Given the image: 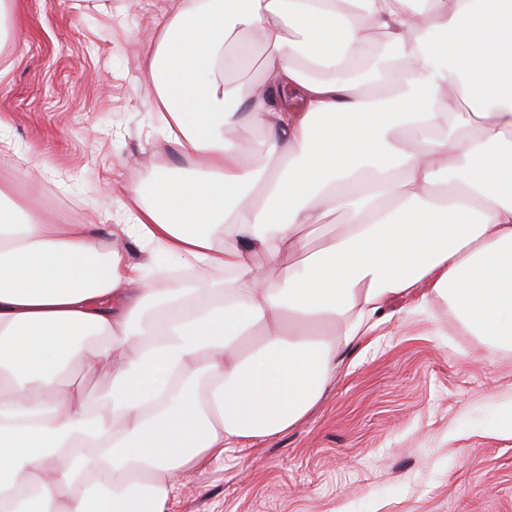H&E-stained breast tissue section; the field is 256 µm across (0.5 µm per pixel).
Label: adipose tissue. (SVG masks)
Returning a JSON list of instances; mask_svg holds the SVG:
<instances>
[{
  "label": "adipose tissue",
  "instance_id": "adipose-tissue-1",
  "mask_svg": "<svg viewBox=\"0 0 512 512\" xmlns=\"http://www.w3.org/2000/svg\"><path fill=\"white\" fill-rule=\"evenodd\" d=\"M247 38L244 87L224 68ZM381 46L386 106L359 64ZM147 78L191 163L131 189L122 242L0 186V512H169L206 459L301 425L408 301L512 347V0H184ZM103 368L105 393L61 383ZM263 57L261 46L253 45L251 53L243 65L236 71L228 73L227 77L237 83L249 85L260 77Z\"/></svg>",
  "mask_w": 512,
  "mask_h": 512
}]
</instances>
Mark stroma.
Here are the masks:
<instances>
[{
	"label": "stroma",
	"mask_w": 512,
	"mask_h": 512,
	"mask_svg": "<svg viewBox=\"0 0 512 512\" xmlns=\"http://www.w3.org/2000/svg\"><path fill=\"white\" fill-rule=\"evenodd\" d=\"M181 0H6L0 8V183L45 223L111 228L131 187L183 164L145 78ZM170 512H512V350L447 303L357 345L299 428L184 477Z\"/></svg>",
	"instance_id": "1"
}]
</instances>
